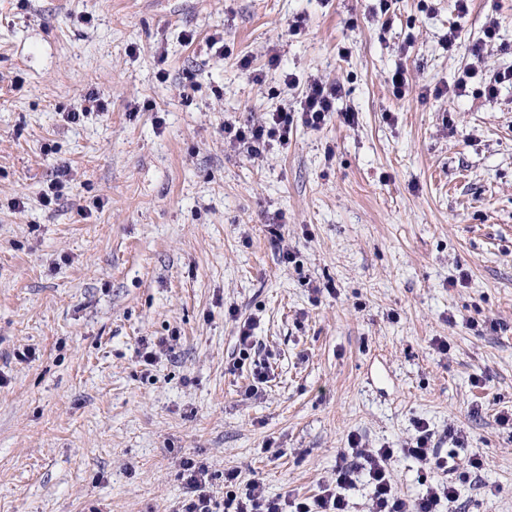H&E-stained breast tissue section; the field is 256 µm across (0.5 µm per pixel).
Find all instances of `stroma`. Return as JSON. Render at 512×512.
<instances>
[{
	"label": "stroma",
	"instance_id": "stroma-1",
	"mask_svg": "<svg viewBox=\"0 0 512 512\" xmlns=\"http://www.w3.org/2000/svg\"><path fill=\"white\" fill-rule=\"evenodd\" d=\"M508 70L512 0H0V512H179L187 458L218 502L228 470L312 497L352 434L412 499L421 421L462 482L442 512H512V85L483 94ZM315 78L342 87L322 129L225 141ZM257 322L254 318L246 319L242 325L239 327L238 332V342H239V358L236 363V366H241L245 364V361L250 358L251 350L255 349L257 346V341L255 340L254 330L256 329Z\"/></svg>",
	"mask_w": 512,
	"mask_h": 512
}]
</instances>
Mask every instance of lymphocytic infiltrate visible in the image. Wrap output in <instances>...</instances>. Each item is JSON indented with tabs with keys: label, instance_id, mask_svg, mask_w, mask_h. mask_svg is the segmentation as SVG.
Returning a JSON list of instances; mask_svg holds the SVG:
<instances>
[{
	"label": "lymphocytic infiltrate",
	"instance_id": "lymphocytic-infiltrate-1",
	"mask_svg": "<svg viewBox=\"0 0 512 512\" xmlns=\"http://www.w3.org/2000/svg\"><path fill=\"white\" fill-rule=\"evenodd\" d=\"M340 93V85L312 80L302 93L296 113L280 110L271 113L266 122L257 126L237 127L228 123L224 126V136L253 156L260 155L274 141L287 145L294 122H301L302 126L313 130L322 128L334 112ZM393 454V449L366 448L358 437H349L348 446L341 452L336 466L335 480L326 484L317 496L304 500L287 495L267 496L260 482L239 484L238 472L230 470L224 474L225 483L242 485L243 490L228 494L221 505L216 504L211 495L207 467L187 459L182 464L185 481L182 512H217L221 506L226 512H348L345 491L360 475L366 477L371 487L369 512H439L442 502L451 503L458 499V485L453 481L428 484L411 500L398 496L387 467Z\"/></svg>",
	"mask_w": 512,
	"mask_h": 512
}]
</instances>
